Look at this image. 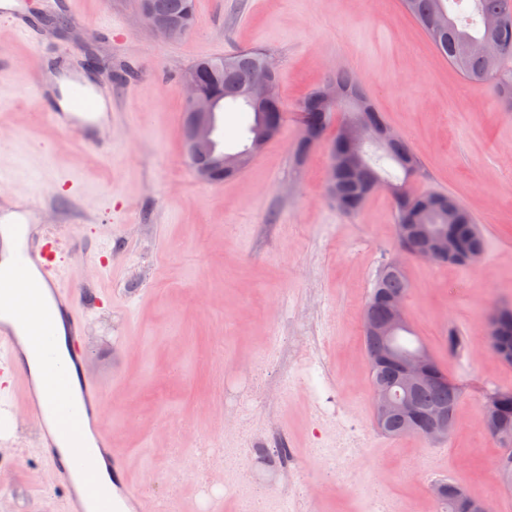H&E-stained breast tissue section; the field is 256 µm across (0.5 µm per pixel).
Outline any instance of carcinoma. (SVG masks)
Wrapping results in <instances>:
<instances>
[{
    "label": "carcinoma",
    "instance_id": "1",
    "mask_svg": "<svg viewBox=\"0 0 512 512\" xmlns=\"http://www.w3.org/2000/svg\"><path fill=\"white\" fill-rule=\"evenodd\" d=\"M404 9L421 26L435 49L468 82L491 83L495 93L512 89V72L502 70V60L512 56V0H401ZM154 11L164 17H177L188 13V21L194 22V0H151ZM495 16L499 26L490 30L486 19ZM268 60L266 53L259 50L243 51L234 55L201 58L188 69L204 93H214L223 104L240 105L253 113L248 127V140H253L261 117L243 99L241 92L263 69ZM335 83L344 87L350 99L342 102L338 110L345 112L344 122H365L374 127L384 124L381 115L374 109L355 111L352 100L368 102L362 85L356 77L347 72L336 73ZM301 110L306 113V128L310 134L298 143L297 153L303 155L320 139L330 124L334 110L325 107L319 100V90L313 89L302 100ZM365 158L361 182H351L328 171V183L336 193L347 201L344 213L357 214L364 205L363 187H401L403 193L394 198L396 224H426L432 231L448 226V217L434 205L433 199H447L460 213V222L454 225L453 236L460 248L469 251L474 248L484 251V241L474 217L462 202L452 194L443 192L418 193L409 189L405 177L408 168L418 169L420 160L407 142L392 147L376 141H368L361 147ZM393 163L399 167L404 178L394 177L385 168ZM409 288L404 273L385 265L377 275L368 296L364 316L371 323L381 322L387 317L383 298L389 294H404ZM497 325L501 329L500 351L512 354V306L497 313ZM430 380L416 386L410 394L417 415L394 414L381 430L383 434L396 437L410 427L424 430L428 417L434 410L444 412L448 418V431L454 429L455 411L460 405L461 389L448 379L439 362L429 370ZM372 386L391 385L395 372L390 366L370 368ZM483 415L492 420L499 446H512V391H503L497 399L485 398ZM475 501L462 487L445 482L438 496L440 512H469L468 503Z\"/></svg>",
    "mask_w": 512,
    "mask_h": 512
}]
</instances>
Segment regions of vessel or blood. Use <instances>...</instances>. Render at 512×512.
<instances>
[{"label":"vessel or blood","instance_id":"vessel-or-blood-1","mask_svg":"<svg viewBox=\"0 0 512 512\" xmlns=\"http://www.w3.org/2000/svg\"><path fill=\"white\" fill-rule=\"evenodd\" d=\"M0 21L31 42L40 39L39 24L12 0H0ZM61 89L55 90L54 100L46 105L52 122L78 134H85L90 118L100 106L99 90L82 75L67 69H57ZM12 256L17 270L15 281L21 288L44 289L51 311L59 319L68 343L71 361L81 362V339L87 327V315L99 300L91 289L63 286L55 273V260L46 240L18 225L0 226V260ZM42 381H34L28 364L20 329L0 319V364L8 368L14 382L23 388L21 408L40 425L39 441L42 455L49 461L58 481L69 492V512H121L130 505L135 512H167L159 502L143 501L129 487L114 488L99 482L95 465H84L82 433L85 424H93L95 443L108 454L107 466L118 472L123 468L121 453L112 448L99 422L103 411L102 389L85 381L80 399H72V381L65 364L55 355L44 358Z\"/></svg>","mask_w":512,"mask_h":512}]
</instances>
